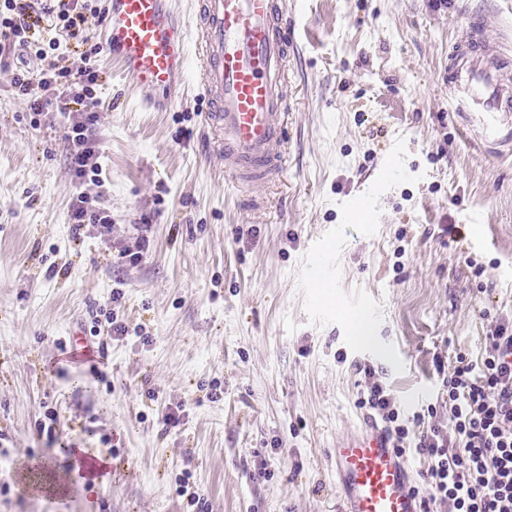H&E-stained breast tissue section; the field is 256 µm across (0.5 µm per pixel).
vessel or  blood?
Wrapping results in <instances>:
<instances>
[{
	"label": "vessel or blood",
	"mask_w": 512,
	"mask_h": 512,
	"mask_svg": "<svg viewBox=\"0 0 512 512\" xmlns=\"http://www.w3.org/2000/svg\"><path fill=\"white\" fill-rule=\"evenodd\" d=\"M104 50L145 106L174 90L188 48L199 60L204 121L217 136L224 176L241 185L278 177L287 162L285 75L292 47L288 0H194V31L173 0H104ZM498 44L473 34L448 55L450 108L473 143L493 156L512 152V79ZM336 512H426L403 454L376 420L331 452Z\"/></svg>",
	"instance_id": "b4317fda"
}]
</instances>
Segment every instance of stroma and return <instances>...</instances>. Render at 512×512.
I'll use <instances>...</instances> for the list:
<instances>
[{"mask_svg":"<svg viewBox=\"0 0 512 512\" xmlns=\"http://www.w3.org/2000/svg\"><path fill=\"white\" fill-rule=\"evenodd\" d=\"M81 2L78 37L30 33L74 72L104 38L102 0ZM293 3L288 168L245 191L196 57L148 110L98 55L105 235L69 220L70 116L30 114L0 68V512H334L329 450L367 414L365 368L405 424H444L456 354L512 326V156L448 107L452 45L478 18L512 55V0ZM78 339L99 370L69 363ZM71 445L108 478L69 470Z\"/></svg>","mask_w":512,"mask_h":512,"instance_id":"obj_1","label":"stroma"}]
</instances>
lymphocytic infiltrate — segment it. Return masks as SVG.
Segmentation results:
<instances>
[{
  "label": "lymphocytic infiltrate",
  "mask_w": 512,
  "mask_h": 512,
  "mask_svg": "<svg viewBox=\"0 0 512 512\" xmlns=\"http://www.w3.org/2000/svg\"><path fill=\"white\" fill-rule=\"evenodd\" d=\"M77 5L78 0H0V63L18 49L39 60L57 50V42L44 47L28 37L44 18H57L70 37H77L86 20ZM97 79L93 68L76 76L53 63L42 71L39 82H31L24 71L14 77L34 113L51 106L67 112L79 105L66 139L72 171L81 185L102 183L94 136L97 115L83 109L95 95ZM445 387L448 424L430 425L418 442L419 450L429 458L432 501L443 512H512V333L495 326L479 359L457 354ZM360 403L378 415L396 448L405 449L410 431L400 422L390 391L380 382H369Z\"/></svg>",
  "instance_id": "lymphocytic-infiltrate-1"
}]
</instances>
